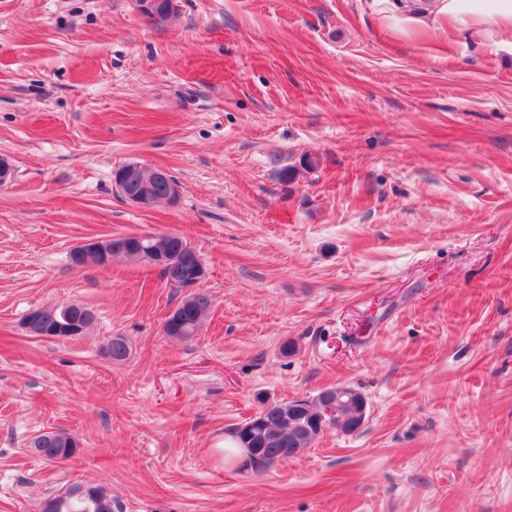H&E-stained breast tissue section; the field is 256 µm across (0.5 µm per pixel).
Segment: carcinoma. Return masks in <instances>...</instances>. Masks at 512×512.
Here are the masks:
<instances>
[{
  "instance_id": "cac0c4a2",
  "label": "carcinoma",
  "mask_w": 512,
  "mask_h": 512,
  "mask_svg": "<svg viewBox=\"0 0 512 512\" xmlns=\"http://www.w3.org/2000/svg\"><path fill=\"white\" fill-rule=\"evenodd\" d=\"M153 24L162 25L176 11L174 0H159L155 5ZM123 168L114 173L118 194L124 199H141L152 207L161 201L177 197L178 182L162 167L142 165L132 176H121ZM109 256L126 257L144 266L159 269L166 281L193 284L206 276L205 266L190 247L188 240L178 233H132L113 236L107 240ZM175 258L174 264L165 263ZM211 307V296L197 291L183 298L177 305L176 315L165 325V333L183 341L197 336L202 318ZM42 331L53 333L59 325L76 326L88 331L95 322L94 311L81 303H65L41 308ZM106 353L114 362L125 361L130 354L126 340L111 337ZM256 416L234 428L233 437L244 448L249 460L265 467L272 466L308 448L327 429L343 433L356 431L359 412L365 397L350 387H343L336 396V387L319 391L317 398L290 401H271L258 394ZM78 445L72 436L59 431H43L29 440L28 451L46 463H57L73 457ZM40 512H112V497L101 486L73 482L65 489L43 499Z\"/></svg>"
}]
</instances>
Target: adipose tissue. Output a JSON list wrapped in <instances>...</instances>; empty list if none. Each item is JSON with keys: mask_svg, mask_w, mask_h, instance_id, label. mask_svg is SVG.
Wrapping results in <instances>:
<instances>
[{"mask_svg": "<svg viewBox=\"0 0 512 512\" xmlns=\"http://www.w3.org/2000/svg\"><path fill=\"white\" fill-rule=\"evenodd\" d=\"M381 20L406 34L411 29L448 22L470 35L512 48V0H391Z\"/></svg>", "mask_w": 512, "mask_h": 512, "instance_id": "obj_1", "label": "adipose tissue"}]
</instances>
